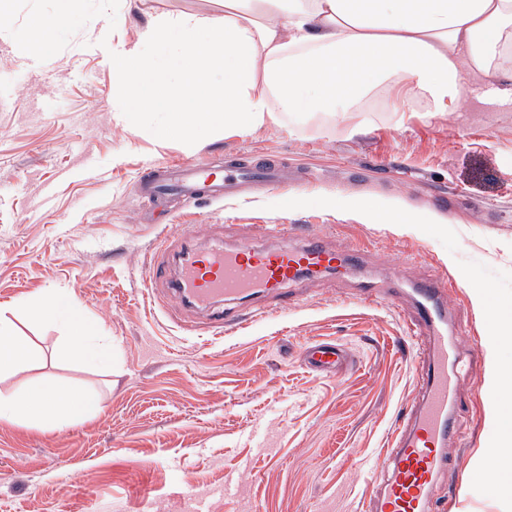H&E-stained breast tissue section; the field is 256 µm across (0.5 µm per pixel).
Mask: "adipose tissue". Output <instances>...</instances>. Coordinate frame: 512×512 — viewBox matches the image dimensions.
<instances>
[{"mask_svg": "<svg viewBox=\"0 0 512 512\" xmlns=\"http://www.w3.org/2000/svg\"><path fill=\"white\" fill-rule=\"evenodd\" d=\"M512 0H224L223 18L153 17L132 47L112 59L128 115L157 112L160 139L192 145L217 131L247 135L312 118L347 121L379 90L393 109L414 99L430 112L455 111L463 74L484 79L483 97L512 107ZM36 321L61 320L55 356L92 353L99 327L55 288L28 310ZM38 358L15 324L0 318V380ZM490 399L502 447L493 466L512 475V366L493 362ZM99 394L67 384L28 380L0 390V421L57 429L102 409Z\"/></svg>", "mask_w": 512, "mask_h": 512, "instance_id": "obj_1", "label": "adipose tissue"}]
</instances>
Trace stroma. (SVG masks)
<instances>
[{
    "label": "stroma",
    "instance_id": "1",
    "mask_svg": "<svg viewBox=\"0 0 512 512\" xmlns=\"http://www.w3.org/2000/svg\"><path fill=\"white\" fill-rule=\"evenodd\" d=\"M183 12L224 14L218 0H138L116 8L111 33L97 0H76L49 63L14 32L52 22L55 0H11L0 25V316L41 352L25 378L104 400L95 417L55 430L0 422V512H361L379 485L365 465L379 463L416 395L413 286L435 276L448 282V334L468 373L434 512H512V480L482 463L499 437L485 397L490 326L512 311V109L480 104L474 81L454 112L414 100L399 120L389 96L376 97L358 137L315 122L188 147L157 140L148 112L129 131L112 58L151 15ZM262 152L279 157L285 181L245 201L144 194L156 165L253 164ZM294 196L301 204L286 207ZM363 200L403 203L415 221L365 218L354 208ZM274 224L359 248L381 304L329 274L301 283L297 305L219 337L155 276L161 248L271 245ZM52 288L70 289L109 337L111 365L54 357L61 324L17 306ZM483 288L493 293L484 310ZM319 342L347 345L351 365L310 371L304 353Z\"/></svg>",
    "mask_w": 512,
    "mask_h": 512
}]
</instances>
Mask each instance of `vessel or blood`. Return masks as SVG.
Wrapping results in <instances>:
<instances>
[{
  "instance_id": "b4317fda",
  "label": "vessel or blood",
  "mask_w": 512,
  "mask_h": 512,
  "mask_svg": "<svg viewBox=\"0 0 512 512\" xmlns=\"http://www.w3.org/2000/svg\"><path fill=\"white\" fill-rule=\"evenodd\" d=\"M279 172V166L271 164H231L219 174L191 162H176L167 169L166 186L196 200L220 187L229 191L240 184L276 185ZM299 237L296 245L214 246L186 252L174 290L205 312L209 327L221 330L244 323L243 317L229 312L230 302L253 295L282 302L287 288L332 272L360 279L357 251L330 248L304 229ZM446 288V280L436 277L424 281L416 292L410 329L424 352L416 376L418 401L404 415L382 453L380 490L368 512H431V489L447 465L448 449L457 432V418L451 409L456 385L449 379L448 369L457 364L458 353L448 340V314L442 306ZM307 358L312 368L335 372L347 364L349 352L340 344H317L308 348Z\"/></svg>"
}]
</instances>
